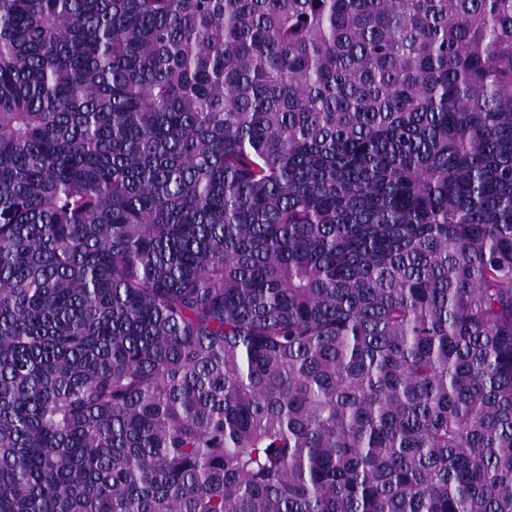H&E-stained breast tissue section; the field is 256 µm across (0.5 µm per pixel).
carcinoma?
I'll return each mask as SVG.
<instances>
[{
	"label": "carcinoma",
	"instance_id": "1",
	"mask_svg": "<svg viewBox=\"0 0 512 512\" xmlns=\"http://www.w3.org/2000/svg\"><path fill=\"white\" fill-rule=\"evenodd\" d=\"M0 512H512V0H0Z\"/></svg>",
	"mask_w": 512,
	"mask_h": 512
}]
</instances>
